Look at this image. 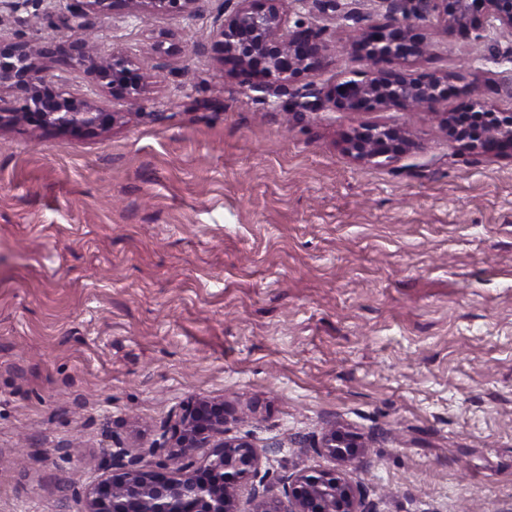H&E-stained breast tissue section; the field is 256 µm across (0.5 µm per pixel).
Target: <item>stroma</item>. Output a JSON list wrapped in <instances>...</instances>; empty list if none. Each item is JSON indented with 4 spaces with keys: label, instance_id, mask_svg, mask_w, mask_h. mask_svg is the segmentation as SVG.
<instances>
[{
    "label": "stroma",
    "instance_id": "1",
    "mask_svg": "<svg viewBox=\"0 0 512 512\" xmlns=\"http://www.w3.org/2000/svg\"><path fill=\"white\" fill-rule=\"evenodd\" d=\"M192 16L88 13L98 46L161 64L140 113L72 63L59 0L0 23L49 37L57 87L110 130H0V512H80L107 448L157 438L196 396L266 449L272 481L334 468L336 425L369 444L372 512H512V158L461 149L436 114L296 112L225 72ZM409 73L493 71L512 112V38L431 24ZM350 53L291 89L363 72ZM364 122L415 147L355 165Z\"/></svg>",
    "mask_w": 512,
    "mask_h": 512
}]
</instances>
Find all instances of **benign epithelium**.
Returning a JSON list of instances; mask_svg holds the SVG:
<instances>
[{
  "label": "benign epithelium",
  "mask_w": 512,
  "mask_h": 512,
  "mask_svg": "<svg viewBox=\"0 0 512 512\" xmlns=\"http://www.w3.org/2000/svg\"><path fill=\"white\" fill-rule=\"evenodd\" d=\"M125 5L136 18L147 11L192 12L203 0H71L68 30L89 29L86 11L107 15L114 3ZM383 19L347 13L333 35L323 27L303 24L287 28L294 4L324 12L336 0H225L227 15L213 33L229 72L270 96L288 91L292 78L315 74L336 49L339 34L352 37L349 48L366 62L362 78L340 77L315 100L296 106L316 112H383L391 107L410 112L432 111L448 97V86L463 80L459 74L434 72L413 76L387 64L405 65L428 51L416 23L434 20L446 30L481 38L486 27L512 37V0H383ZM76 63L106 83L112 96L130 105L138 100L146 80L143 68L127 56H101L90 40L69 36ZM47 55L42 38L0 43V129L26 123L36 129L54 128L74 136L104 131L116 121L89 97L64 95L48 79L40 59ZM25 90L12 106L1 92ZM470 110L481 113L484 126L475 130L459 112L439 113L441 125L461 148L480 154L512 158V113L495 112L486 102L472 100ZM413 146L404 126L362 123L344 139V151L359 165L397 159ZM224 402L191 398L172 408L160 436L147 447L116 446L106 450L100 467L73 494L82 512H238V492L249 486L251 512H370L363 490L336 470L306 471L288 476L278 495L262 471L263 453L245 436L225 430ZM313 448L343 464L360 461L367 444L360 436L334 426L325 430Z\"/></svg>",
  "instance_id": "1"
}]
</instances>
